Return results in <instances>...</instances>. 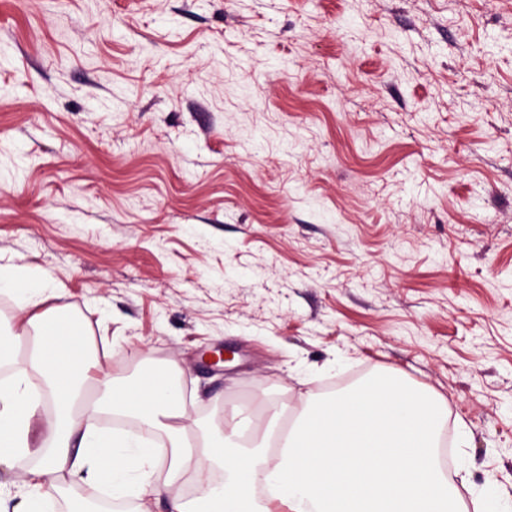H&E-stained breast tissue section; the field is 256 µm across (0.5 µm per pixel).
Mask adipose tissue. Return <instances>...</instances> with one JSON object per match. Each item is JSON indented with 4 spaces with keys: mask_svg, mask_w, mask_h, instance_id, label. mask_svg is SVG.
Wrapping results in <instances>:
<instances>
[{
    "mask_svg": "<svg viewBox=\"0 0 512 512\" xmlns=\"http://www.w3.org/2000/svg\"><path fill=\"white\" fill-rule=\"evenodd\" d=\"M14 292L35 306L54 288L29 266H0V293ZM20 341L32 346L28 361L41 384L0 381V465L38 457L17 512H46L54 491L75 475L115 499L167 495L171 512H270L274 503L287 512H512L492 494L463 499L441 470L445 404L422 389L371 375L299 414L270 404L263 424L234 412L224 420L226 434L195 440L182 392L164 374L121 385L103 379L100 398H88L96 361L70 315L32 314L16 341L0 339V363ZM45 394L55 413L35 449L32 420ZM107 408L141 421L160 438L162 453L138 437L93 427ZM215 468L224 473L217 486L209 478ZM189 480L196 494L186 498L181 488Z\"/></svg>",
    "mask_w": 512,
    "mask_h": 512,
    "instance_id": "adipose-tissue-1",
    "label": "adipose tissue"
}]
</instances>
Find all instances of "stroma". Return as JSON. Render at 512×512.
Masks as SVG:
<instances>
[{"label": "stroma", "mask_w": 512, "mask_h": 512, "mask_svg": "<svg viewBox=\"0 0 512 512\" xmlns=\"http://www.w3.org/2000/svg\"><path fill=\"white\" fill-rule=\"evenodd\" d=\"M0 333L65 311L199 430L386 371L512 500V0H0ZM224 349L232 361L211 366ZM58 288L35 269L27 265L0 266V293L23 292L29 303L37 306Z\"/></svg>", "instance_id": "35a3bbf8"}]
</instances>
